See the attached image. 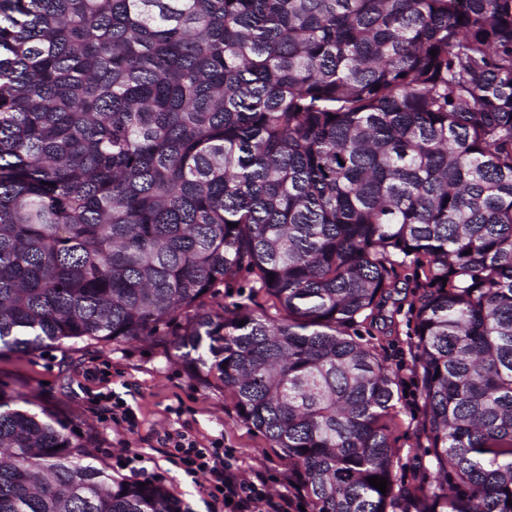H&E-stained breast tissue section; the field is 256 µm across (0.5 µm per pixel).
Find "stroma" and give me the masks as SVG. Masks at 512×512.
Returning <instances> with one entry per match:
<instances>
[{
	"label": "stroma",
	"instance_id": "obj_1",
	"mask_svg": "<svg viewBox=\"0 0 512 512\" xmlns=\"http://www.w3.org/2000/svg\"><path fill=\"white\" fill-rule=\"evenodd\" d=\"M414 283L411 271L400 273L398 288L384 305L377 324L360 328L364 341L374 344L389 363L409 355L412 341L406 311ZM0 380L14 390L21 406L48 408L66 420L69 429L94 433L103 447L124 443L143 455L152 482L163 485L184 512H211L210 499L201 485L186 477L150 439L177 428L179 419L192 422L201 441L223 439L235 449L243 467L265 477L271 494L288 491V466L259 434L236 415L223 388L206 387L194 379L179 352L172 346L138 341L112 350L94 347L48 348L46 353L0 355ZM113 392L125 399L138 418L135 432L113 427L88 406L93 394ZM401 425L395 433L398 448V498L419 499L423 488L435 480L429 466L428 441L420 411L398 401Z\"/></svg>",
	"mask_w": 512,
	"mask_h": 512
}]
</instances>
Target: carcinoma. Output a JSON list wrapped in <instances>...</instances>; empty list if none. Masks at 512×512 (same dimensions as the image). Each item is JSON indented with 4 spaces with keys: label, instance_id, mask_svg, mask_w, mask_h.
<instances>
[{
    "label": "carcinoma",
    "instance_id": "obj_1",
    "mask_svg": "<svg viewBox=\"0 0 512 512\" xmlns=\"http://www.w3.org/2000/svg\"><path fill=\"white\" fill-rule=\"evenodd\" d=\"M401 267L419 512H512V0H0V353L171 336L309 512H388ZM92 445L0 383V512L181 509ZM398 288L384 304L383 316L372 327H357V332L365 342L374 344L383 353L393 367L397 366V355L402 353L404 366L399 367L406 380L413 377L411 372L410 343L413 341L411 327L407 322L406 311L415 291L411 270H399ZM396 308L400 311L395 312ZM393 316V318H391Z\"/></svg>",
    "mask_w": 512,
    "mask_h": 512
}]
</instances>
